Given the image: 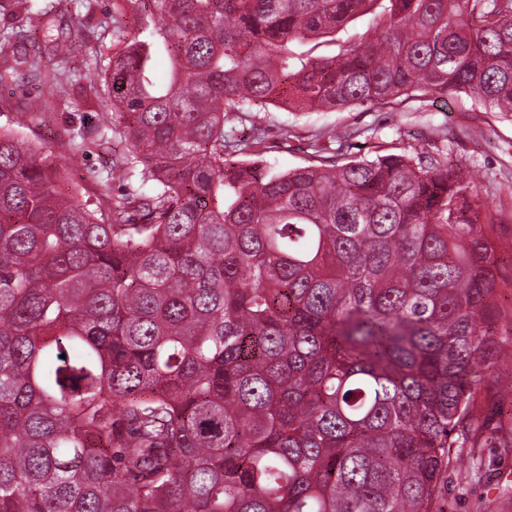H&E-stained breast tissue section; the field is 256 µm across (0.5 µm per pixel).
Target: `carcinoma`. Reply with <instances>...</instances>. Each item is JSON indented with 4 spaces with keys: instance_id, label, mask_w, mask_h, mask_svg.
<instances>
[{
    "instance_id": "1",
    "label": "carcinoma",
    "mask_w": 512,
    "mask_h": 512,
    "mask_svg": "<svg viewBox=\"0 0 512 512\" xmlns=\"http://www.w3.org/2000/svg\"><path fill=\"white\" fill-rule=\"evenodd\" d=\"M112 42L78 79L126 193L67 195L0 129V512H430L499 354L493 218L459 165L276 172L230 162L224 123L450 91L512 112V0H115ZM82 47L3 56L0 88L61 90ZM369 25V18L368 16H364L361 18L356 19L352 23L349 24L347 27V30L345 32L340 33L336 36V44L334 41H331V38H320L313 40L312 42H309L305 44L301 50L302 51H308L311 49V55L312 56H331L337 53L338 51V44L341 43L343 40L347 39L350 36L363 34Z\"/></svg>"
}]
</instances>
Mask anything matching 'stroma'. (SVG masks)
Instances as JSON below:
<instances>
[{
  "label": "stroma",
  "mask_w": 512,
  "mask_h": 512,
  "mask_svg": "<svg viewBox=\"0 0 512 512\" xmlns=\"http://www.w3.org/2000/svg\"><path fill=\"white\" fill-rule=\"evenodd\" d=\"M51 12L43 17L35 36L43 60H52L53 40L69 41L84 35L88 48L111 44L114 0H45ZM39 90L13 95L0 103V128L18 131L34 145L57 149L60 142L73 140L77 151L68 164V186L77 198L119 195L127 184L113 175L112 163L127 151L118 140L102 139L104 114L91 96L71 90L67 102L45 108ZM358 130L347 147L348 156L369 159L401 154L423 146L439 163L460 160L476 186L479 201L512 196V112H485L472 107L464 96L424 102L419 112H394L367 105L325 112H290L281 106L259 104L248 112L233 113L225 133L246 141L263 133L265 164L285 171L310 164L316 150L337 153L338 141L331 129ZM502 353L495 373L477 369L476 415L484 428L476 448H452L444 485L432 512H512V335L500 336Z\"/></svg>",
  "instance_id": "obj_1"
}]
</instances>
